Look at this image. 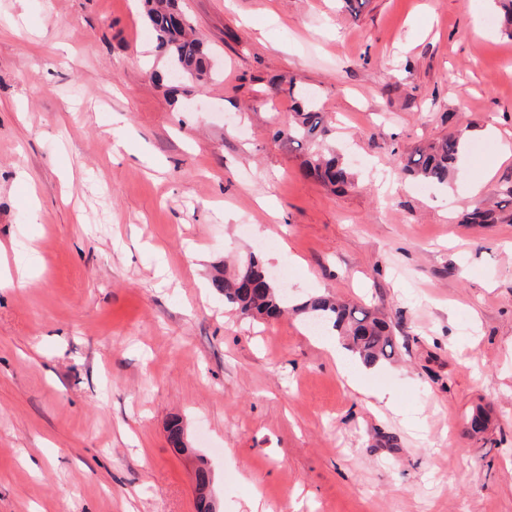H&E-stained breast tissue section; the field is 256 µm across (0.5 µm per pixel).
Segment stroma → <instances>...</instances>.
Wrapping results in <instances>:
<instances>
[{
    "mask_svg": "<svg viewBox=\"0 0 512 512\" xmlns=\"http://www.w3.org/2000/svg\"><path fill=\"white\" fill-rule=\"evenodd\" d=\"M219 72L170 93L141 0H0V512H512V40L495 0H178ZM344 193L273 139L288 80ZM448 183L401 154L460 127ZM493 178L479 195L471 182ZM493 210L494 224L467 212ZM290 298L384 314L396 361L340 376L300 318L210 286L249 254ZM389 392L394 406L376 399ZM483 412L475 434L468 418Z\"/></svg>",
    "mask_w": 512,
    "mask_h": 512,
    "instance_id": "stroma-1",
    "label": "stroma"
}]
</instances>
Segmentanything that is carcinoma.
I'll return each mask as SVG.
<instances>
[{
    "instance_id": "1",
    "label": "carcinoma",
    "mask_w": 512,
    "mask_h": 512,
    "mask_svg": "<svg viewBox=\"0 0 512 512\" xmlns=\"http://www.w3.org/2000/svg\"><path fill=\"white\" fill-rule=\"evenodd\" d=\"M503 33L512 40V0H496ZM145 21L156 41L157 54L169 69L179 72L183 80L203 86L213 79L210 51L192 36L189 19L177 22L173 13L177 0H144ZM296 102L294 116L282 124L274 138L301 147L312 148L304 160L305 172L320 183L334 188H352L355 177L349 166L333 153L322 151L329 133L330 118L288 80L285 89ZM466 130L456 132L424 146H417L400 161L402 172L426 185H444L454 169L464 145ZM265 266L254 254L233 273L217 272L212 288L224 296V304L248 317L275 319L291 310L309 321L335 332L344 348L365 364L391 362L396 343L386 317L368 309H356L325 294H312L288 308V295L283 286L264 279Z\"/></svg>"
}]
</instances>
